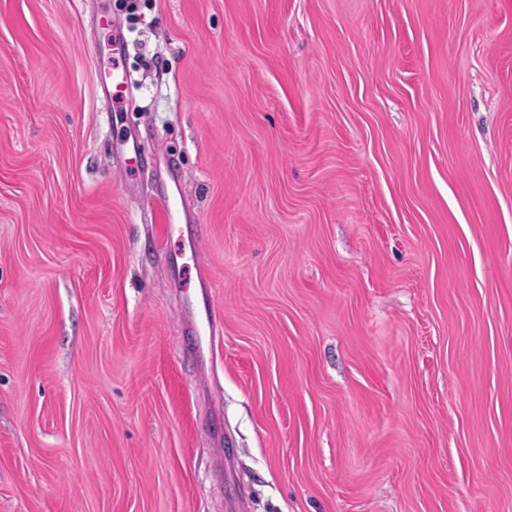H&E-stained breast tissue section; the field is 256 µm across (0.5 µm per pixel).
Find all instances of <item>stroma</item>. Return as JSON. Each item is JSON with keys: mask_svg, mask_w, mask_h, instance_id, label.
<instances>
[{"mask_svg": "<svg viewBox=\"0 0 512 512\" xmlns=\"http://www.w3.org/2000/svg\"><path fill=\"white\" fill-rule=\"evenodd\" d=\"M0 512H512V0H0Z\"/></svg>", "mask_w": 512, "mask_h": 512, "instance_id": "35a3bbf8", "label": "stroma"}]
</instances>
